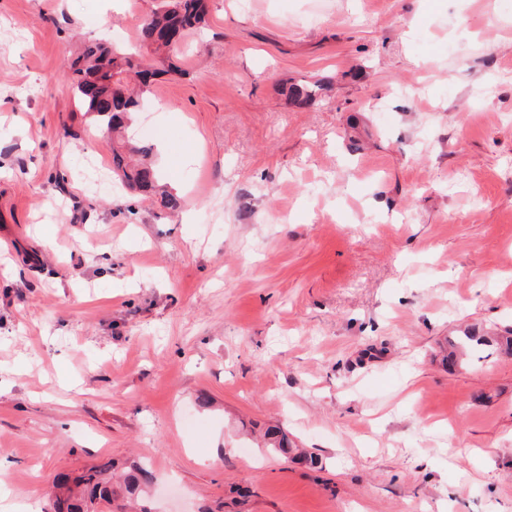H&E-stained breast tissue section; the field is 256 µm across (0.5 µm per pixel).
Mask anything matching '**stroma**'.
<instances>
[{
    "label": "stroma",
    "mask_w": 512,
    "mask_h": 512,
    "mask_svg": "<svg viewBox=\"0 0 512 512\" xmlns=\"http://www.w3.org/2000/svg\"><path fill=\"white\" fill-rule=\"evenodd\" d=\"M156 6L0 0L9 502L108 461L150 512H512V355L439 354L512 330V0H208L131 127L175 211L67 79ZM151 153V148L137 146L124 137L112 148V171L129 189L145 195H159L164 206L176 209L181 198L167 185L159 184V176L149 159Z\"/></svg>",
    "instance_id": "1"
}]
</instances>
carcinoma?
Wrapping results in <instances>:
<instances>
[{
    "instance_id": "1",
    "label": "carcinoma",
    "mask_w": 512,
    "mask_h": 512,
    "mask_svg": "<svg viewBox=\"0 0 512 512\" xmlns=\"http://www.w3.org/2000/svg\"><path fill=\"white\" fill-rule=\"evenodd\" d=\"M206 15L205 0H158L157 7L144 21L140 42L145 51L135 54L100 41L88 42L71 64L69 80L81 111L112 133L127 131L133 115L144 106L152 79L175 70L168 64L171 52L155 39V34L180 26L181 33L197 29ZM152 150L123 138L112 148V171L129 189L145 195H158L164 206L176 209L181 198L168 186L159 184V176L149 156ZM484 336L467 332L449 343L448 357L469 346H488ZM269 450L278 454L290 451L288 432L272 428L267 434ZM111 464L94 465L71 480L62 475L56 480L59 489L45 512H93L99 503L112 505L114 490L108 477ZM152 481L149 470L135 464L125 477V490L135 495Z\"/></svg>"
}]
</instances>
